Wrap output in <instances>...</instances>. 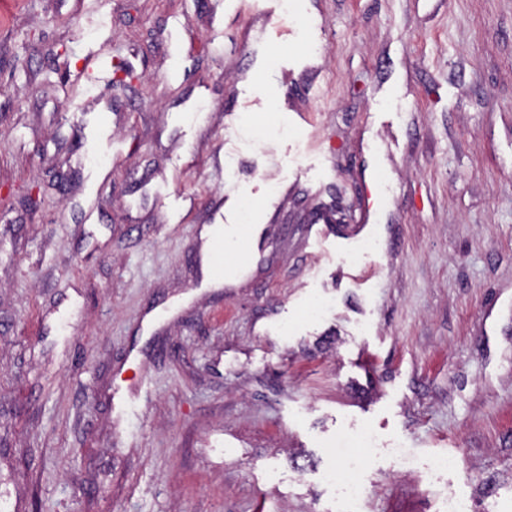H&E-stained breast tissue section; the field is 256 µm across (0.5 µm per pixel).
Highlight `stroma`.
<instances>
[{
  "label": "stroma",
  "instance_id": "35a3bbf8",
  "mask_svg": "<svg viewBox=\"0 0 512 512\" xmlns=\"http://www.w3.org/2000/svg\"><path fill=\"white\" fill-rule=\"evenodd\" d=\"M308 9L304 70L251 0H0L7 512H333L358 428L362 512H512V0Z\"/></svg>",
  "mask_w": 512,
  "mask_h": 512
}]
</instances>
